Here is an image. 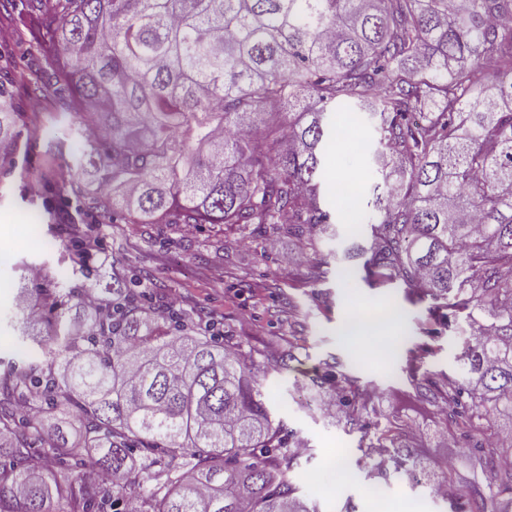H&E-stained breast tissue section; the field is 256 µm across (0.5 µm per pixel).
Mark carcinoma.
Listing matches in <instances>:
<instances>
[{"instance_id": "cac0c4a2", "label": "carcinoma", "mask_w": 512, "mask_h": 512, "mask_svg": "<svg viewBox=\"0 0 512 512\" xmlns=\"http://www.w3.org/2000/svg\"><path fill=\"white\" fill-rule=\"evenodd\" d=\"M37 64L0 74V169L42 127L20 124L24 84L67 123L49 138L90 210L127 224H236L313 234L333 114L374 121L377 218L363 280L399 282L435 324L474 330L466 377L429 396L498 477L480 494L512 512V0H27ZM38 288L20 275L30 353L0 389V512H310L288 477L299 441L272 417L259 361L142 303L135 280L86 271ZM98 300L86 317L89 297ZM37 309L35 320L31 310ZM81 324L79 332L74 331ZM316 385L361 421L375 391L328 370ZM362 436L379 465L417 479L402 421ZM93 469L102 480H88Z\"/></svg>"}]
</instances>
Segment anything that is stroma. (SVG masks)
<instances>
[{
  "label": "stroma",
  "instance_id": "1",
  "mask_svg": "<svg viewBox=\"0 0 512 512\" xmlns=\"http://www.w3.org/2000/svg\"><path fill=\"white\" fill-rule=\"evenodd\" d=\"M47 141L39 139L28 159L0 174V359L17 357L20 345L11 325L17 303L19 265L40 268L60 284H70L82 266L73 251L75 236L91 233L99 242L104 265L120 264L141 282L143 301L176 304L199 333H220L261 353L270 347L291 352L285 372L261 379L264 400L276 419L300 440L304 451L291 474L298 495L314 512H379L382 505L446 512L429 494L435 473L429 465L453 458L456 486L469 490L487 483L488 469L473 468L471 450L456 431L438 432L424 390L410 382L420 368L442 385L463 373L459 355L471 331L465 322L430 326L427 305L409 301L401 284L382 288L348 284L341 269L351 241H366L373 207L340 210L331 229L295 237L273 231L248 235L237 227L201 224L194 234L168 224H124L66 203L56 164L46 159ZM290 252L298 263L284 266ZM389 305L396 315L382 326L368 307ZM359 318L361 332L348 338L343 327ZM341 362L359 385L377 387L382 397L378 417L398 418L423 433L424 447L414 449L427 463L417 481L394 469L379 470L375 458L360 448V427L346 425L326 411L328 397L313 379L325 364ZM349 459L350 475L337 480L336 462ZM379 495H371V485Z\"/></svg>",
  "mask_w": 512,
  "mask_h": 512
}]
</instances>
